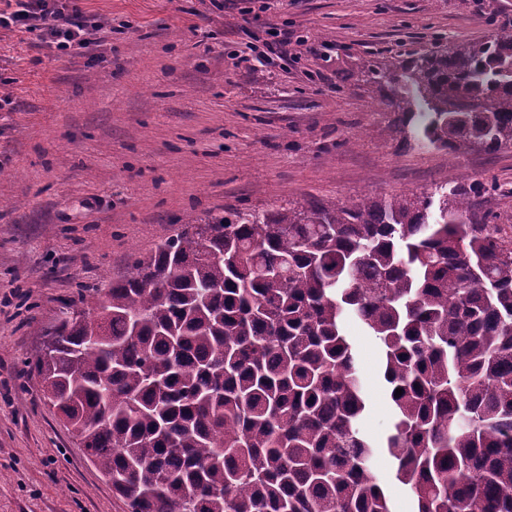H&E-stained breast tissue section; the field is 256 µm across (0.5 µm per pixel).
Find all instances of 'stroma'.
I'll return each instance as SVG.
<instances>
[{
	"instance_id": "35a3bbf8",
	"label": "stroma",
	"mask_w": 512,
	"mask_h": 512,
	"mask_svg": "<svg viewBox=\"0 0 512 512\" xmlns=\"http://www.w3.org/2000/svg\"><path fill=\"white\" fill-rule=\"evenodd\" d=\"M105 21L56 56L0 28V512H129L45 399L38 330L182 224L290 203L512 186V149L459 155L394 131L365 65L484 40L512 0H79ZM347 332L365 429L391 427L379 346Z\"/></svg>"
}]
</instances>
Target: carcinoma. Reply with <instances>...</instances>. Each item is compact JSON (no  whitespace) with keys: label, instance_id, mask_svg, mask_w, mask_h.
<instances>
[{"label":"carcinoma","instance_id":"obj_1","mask_svg":"<svg viewBox=\"0 0 512 512\" xmlns=\"http://www.w3.org/2000/svg\"><path fill=\"white\" fill-rule=\"evenodd\" d=\"M419 147L512 148V26L366 67ZM478 179L186 224L67 304L35 368L130 512H512V234ZM380 347L394 418L364 430L345 322ZM402 395L395 396L396 389ZM374 468L385 484L389 496L394 503L395 510L398 512L410 511L411 495L405 486L394 479L393 466L382 450L375 457Z\"/></svg>","mask_w":512,"mask_h":512}]
</instances>
